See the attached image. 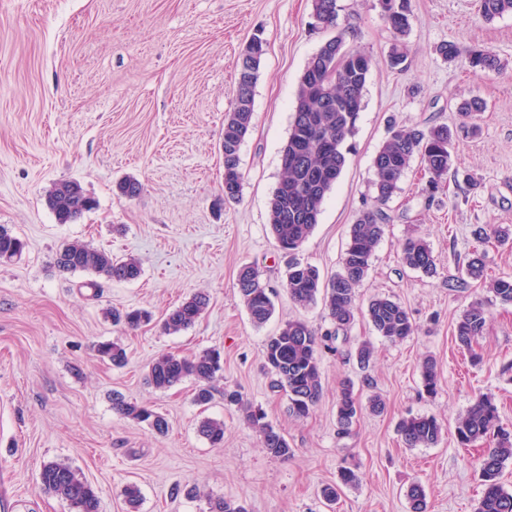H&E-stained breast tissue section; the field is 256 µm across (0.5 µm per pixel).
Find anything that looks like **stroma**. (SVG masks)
<instances>
[{"instance_id": "obj_1", "label": "stroma", "mask_w": 512, "mask_h": 512, "mask_svg": "<svg viewBox=\"0 0 512 512\" xmlns=\"http://www.w3.org/2000/svg\"><path fill=\"white\" fill-rule=\"evenodd\" d=\"M407 59L386 64L392 37L378 0H337L335 28L314 29L312 0H0V225L21 239L20 256L0 262V501L10 512H70L39 486L47 461L71 465L96 490L100 512H208V500L245 503L249 512H411L406 488L424 487L428 512H476L481 497L475 452L461 448L454 421L481 394L494 396L512 432V305L469 278L476 225L512 229V13L486 20L478 0H411ZM376 61L364 92L345 167L326 195L302 258L323 277L341 269L350 227L374 195L372 160L390 125L459 129V102L484 104L476 134L454 144L458 174L431 188L412 161L384 208L385 236L356 289L358 304L389 297L415 331L391 342L357 319L346 339L317 352L323 395L305 419L294 417L273 386L264 344L286 321L318 332L332 324L323 302L303 307L285 287L287 259L270 232L268 202L281 177L300 75L335 33ZM260 36L266 51L254 89L251 131L240 149L239 201L224 200V116L235 95L236 64ZM454 41L492 50L501 69L471 73L435 51ZM132 177L130 199L115 188ZM73 180L97 201L71 224L45 204L52 183ZM423 238L437 258L426 276L404 266L399 243ZM80 241L134 257L137 280L111 281L54 265L64 243ZM258 267L275 311L255 326L237 285L242 266ZM209 304L189 329L168 335L158 321L194 293ZM490 318L477 340L479 364L459 348L454 327L471 302ZM145 308L153 322L130 330L107 309ZM116 341L128 363L115 368L97 352ZM370 342L361 370L354 353ZM220 350L224 372L207 407L195 383L167 390L148 381L158 355ZM437 362L427 394L421 363ZM350 378L361 403L381 396L383 413L363 411L349 431L336 417V387ZM239 391L294 450L282 461L262 448L242 411L224 400ZM151 406L166 435L118 414L113 393ZM433 415L443 426L433 447L409 448L399 419ZM224 423V443L198 432L204 418ZM360 476L327 508L320 489L341 467ZM140 490L130 510L124 489Z\"/></svg>"}]
</instances>
